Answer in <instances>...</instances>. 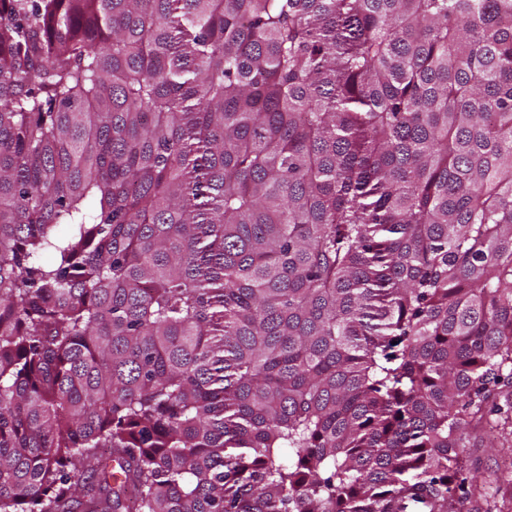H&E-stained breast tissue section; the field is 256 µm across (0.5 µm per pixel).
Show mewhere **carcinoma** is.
Here are the masks:
<instances>
[{
    "instance_id": "1",
    "label": "carcinoma",
    "mask_w": 512,
    "mask_h": 512,
    "mask_svg": "<svg viewBox=\"0 0 512 512\" xmlns=\"http://www.w3.org/2000/svg\"><path fill=\"white\" fill-rule=\"evenodd\" d=\"M500 384L512 0H0V512H463Z\"/></svg>"
}]
</instances>
